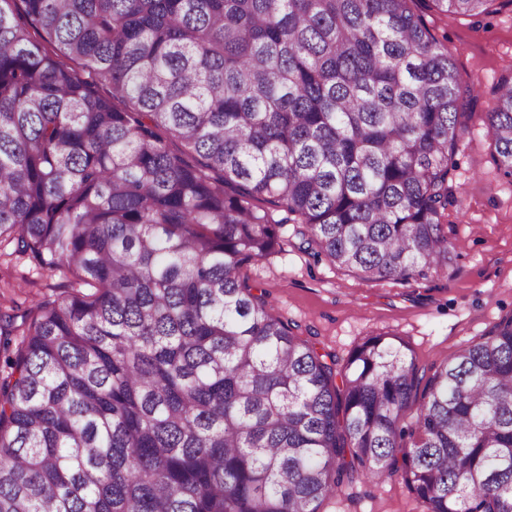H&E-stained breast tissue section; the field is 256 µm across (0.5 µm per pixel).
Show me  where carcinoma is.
<instances>
[{
  "label": "carcinoma",
  "instance_id": "obj_1",
  "mask_svg": "<svg viewBox=\"0 0 512 512\" xmlns=\"http://www.w3.org/2000/svg\"><path fill=\"white\" fill-rule=\"evenodd\" d=\"M412 3L0 0V245L73 279L0 314V512H319L392 477L512 512V316L428 369L390 332L339 360L243 276L285 224L363 280L448 270L476 83ZM492 94L512 177V72Z\"/></svg>",
  "mask_w": 512,
  "mask_h": 512
}]
</instances>
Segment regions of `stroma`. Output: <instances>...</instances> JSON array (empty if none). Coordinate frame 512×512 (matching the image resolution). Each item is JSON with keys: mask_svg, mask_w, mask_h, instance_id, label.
<instances>
[{"mask_svg": "<svg viewBox=\"0 0 512 512\" xmlns=\"http://www.w3.org/2000/svg\"><path fill=\"white\" fill-rule=\"evenodd\" d=\"M435 37L447 45L462 76L484 88L512 70V0H492L477 17L442 16L431 0H415ZM452 174L458 205L448 209V235L458 243L446 273L409 283L365 281L300 249L284 225L278 253L248 267L256 292L288 321L295 336L322 354L343 358L367 336L392 332L414 350L422 366L440 364L493 323L512 316V179L493 160L481 118L465 134ZM71 282L31 261L0 257V309L31 313L38 301L67 295ZM320 512H420L400 479L362 481L347 495L323 502Z\"/></svg>", "mask_w": 512, "mask_h": 512, "instance_id": "1", "label": "stroma"}]
</instances>
